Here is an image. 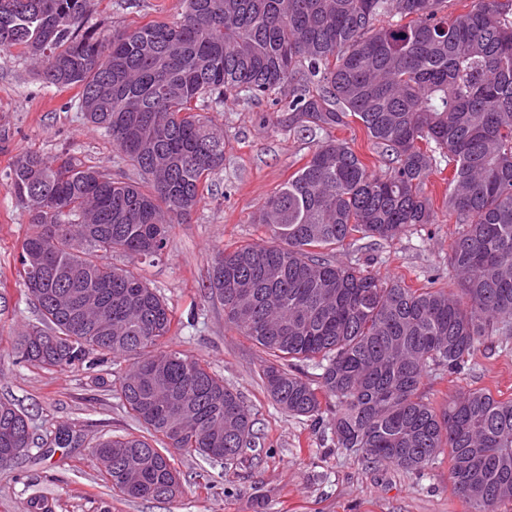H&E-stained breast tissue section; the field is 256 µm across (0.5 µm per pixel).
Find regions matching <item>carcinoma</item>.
<instances>
[{"instance_id":"carcinoma-1","label":"carcinoma","mask_w":512,"mask_h":512,"mask_svg":"<svg viewBox=\"0 0 512 512\" xmlns=\"http://www.w3.org/2000/svg\"><path fill=\"white\" fill-rule=\"evenodd\" d=\"M88 4L0 0V50L18 47L46 84L78 88L77 111L142 181L68 153L16 156L8 188L31 224L19 276L40 324L14 350L46 370L133 360L106 387L143 433L95 444L112 491L171 500L178 456L222 465L256 446L240 394L163 347L166 299L109 258L165 254L171 225L189 219L224 163L209 113L226 94H280L307 130L360 122L393 166L375 174L327 137L255 219L278 244L218 253L209 297L269 356L265 387L283 411L316 421L322 400H336V447L419 474L446 451L467 512L512 501V398L475 388L437 408L419 393L427 369L458 373L512 328V0H471L454 16L448 0H184L179 20L108 41L85 27ZM443 163L445 206L462 225L448 255L457 287L414 289L317 255L432 223L424 186ZM305 361L322 369L315 384L296 371ZM36 445L27 415L0 401V465Z\"/></svg>"}]
</instances>
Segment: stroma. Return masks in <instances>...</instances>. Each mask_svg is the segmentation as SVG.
Here are the masks:
<instances>
[{
    "label": "stroma",
    "mask_w": 512,
    "mask_h": 512,
    "mask_svg": "<svg viewBox=\"0 0 512 512\" xmlns=\"http://www.w3.org/2000/svg\"><path fill=\"white\" fill-rule=\"evenodd\" d=\"M183 10L184 0H90L87 23L108 36L177 20ZM74 96V90L43 83L19 50H0V401L25 412L41 437L53 438L65 426L79 438L75 446L55 447L46 455L35 448L0 467V512H34L30 503L36 498L45 501L48 512H467L451 490L447 454H439L422 476L370 464L361 452L337 448L327 424L336 413L335 402L324 404L322 424L279 409L261 379L266 354L228 325L223 306L208 297L215 253L245 243L272 244L270 229L254 221L259 208L328 135L289 126L287 110L273 111L269 102L255 105L233 97L211 115L224 131L223 167L187 223L172 226L165 255L138 264L137 270L167 298L175 319L195 312L193 326L174 329L166 343L207 363L243 397L254 414L257 447L249 461L231 465L182 456L179 468L187 481L182 495L171 501L127 500L112 492L94 445L105 433H140L139 423L95 384L94 373L19 364L13 351L16 337L38 323L18 276V253L31 226L27 208L7 185L15 156L27 150L47 158L67 152L125 178L139 177L111 140L85 123ZM331 135L346 141L374 173L388 171L387 157L360 123ZM449 176V170L440 169L428 178L433 223L406 228L375 246L354 240L325 250V258L366 266L413 288L433 281L447 287L453 276L448 252L460 230L443 205ZM470 388L512 398V334L486 339L474 365L460 374L428 369L420 391L441 407Z\"/></svg>",
    "instance_id": "35a3bbf8"
}]
</instances>
